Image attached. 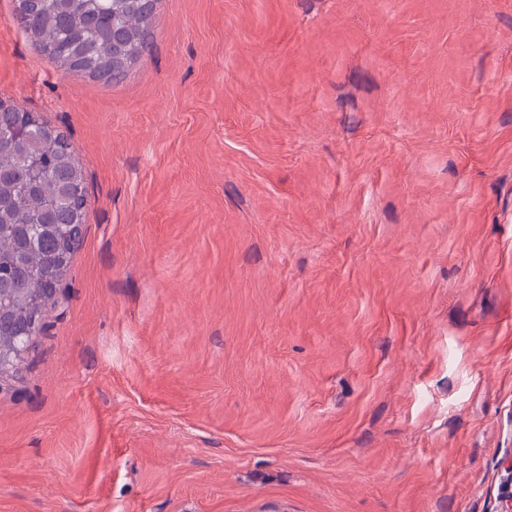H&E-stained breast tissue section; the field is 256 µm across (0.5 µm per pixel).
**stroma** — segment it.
Segmentation results:
<instances>
[{
  "label": "stroma",
  "instance_id": "obj_1",
  "mask_svg": "<svg viewBox=\"0 0 512 512\" xmlns=\"http://www.w3.org/2000/svg\"><path fill=\"white\" fill-rule=\"evenodd\" d=\"M0 0L83 241L0 378V512H495L512 0H159L119 82Z\"/></svg>",
  "mask_w": 512,
  "mask_h": 512
}]
</instances>
